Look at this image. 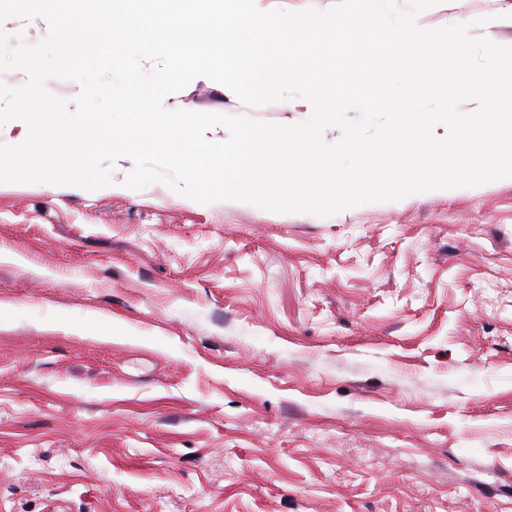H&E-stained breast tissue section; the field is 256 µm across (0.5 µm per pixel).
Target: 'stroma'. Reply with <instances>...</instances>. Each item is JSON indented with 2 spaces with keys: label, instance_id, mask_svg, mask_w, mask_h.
<instances>
[{
  "label": "stroma",
  "instance_id": "obj_1",
  "mask_svg": "<svg viewBox=\"0 0 512 512\" xmlns=\"http://www.w3.org/2000/svg\"><path fill=\"white\" fill-rule=\"evenodd\" d=\"M469 13L512 0L429 23ZM1 252L0 512H512V180L326 217L0 183Z\"/></svg>",
  "mask_w": 512,
  "mask_h": 512
}]
</instances>
